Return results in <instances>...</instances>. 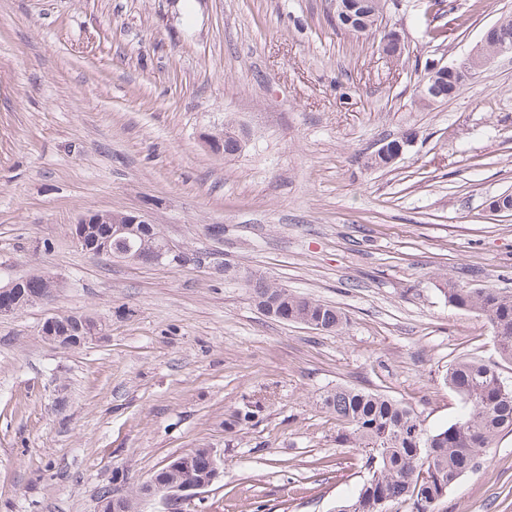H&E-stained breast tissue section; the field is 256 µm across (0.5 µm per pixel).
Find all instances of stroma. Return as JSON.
<instances>
[{
  "instance_id": "35a3bbf8",
  "label": "stroma",
  "mask_w": 512,
  "mask_h": 512,
  "mask_svg": "<svg viewBox=\"0 0 512 512\" xmlns=\"http://www.w3.org/2000/svg\"><path fill=\"white\" fill-rule=\"evenodd\" d=\"M427 2L389 0L396 62L330 0H0V284L60 280L0 317V512H99L103 490L194 448L219 475L182 512H336L367 471L323 392L386 395L434 431L463 412L443 383L456 358L512 380L488 319L437 289L512 292V214L489 209L512 191V56L430 105L415 69L466 54L512 0H453L429 24ZM227 124L230 158L200 140ZM394 138L401 157L367 169ZM102 210L148 214L182 260L84 252L70 226ZM250 275L346 325L264 314ZM54 314L103 334L50 345ZM435 512H512V432ZM71 317L76 321L74 325L77 332V336H73L72 338L81 336V339L65 338L66 336H70L71 332L58 322L59 317H50L42 326L41 335L44 340L50 344L66 348L83 344L89 339L103 334L102 325L96 319L89 316Z\"/></svg>"
}]
</instances>
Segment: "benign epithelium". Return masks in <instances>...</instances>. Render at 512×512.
<instances>
[{"label": "benign epithelium", "instance_id": "obj_1", "mask_svg": "<svg viewBox=\"0 0 512 512\" xmlns=\"http://www.w3.org/2000/svg\"><path fill=\"white\" fill-rule=\"evenodd\" d=\"M512 55V29L498 23L493 24L483 35L481 41L469 53L448 65L434 63L429 70L435 72L441 68L449 71L464 70L470 74L486 67L496 58ZM107 222L111 224L104 237L97 236V225ZM151 220L140 212L129 211L122 214L97 211L81 215L71 226V236L74 242L83 250L96 256L112 255V244L126 245L125 254L139 259L140 251L134 250L131 241L142 236V231L150 228ZM149 262L164 264L177 262L180 254L167 238L157 232L151 236L149 244ZM59 284L52 278L43 281L40 291L34 295H25L20 292L15 282L0 287V294L11 295V300L0 301V316L13 315L25 307L41 301H49ZM75 328L79 338H69L70 331L63 327L58 318H48L42 326L41 335L45 341L60 347H73L87 342L95 336L103 335L102 325L89 316H76ZM209 474L197 476L186 471L178 475L175 482L165 488V503L168 506H178L187 501L213 483L219 474L218 459L213 450H208L205 456ZM133 506L132 497L120 487L112 488V512H129Z\"/></svg>", "mask_w": 512, "mask_h": 512}]
</instances>
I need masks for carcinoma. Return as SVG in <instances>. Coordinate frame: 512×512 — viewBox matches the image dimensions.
<instances>
[{
	"instance_id": "1",
	"label": "carcinoma",
	"mask_w": 512,
	"mask_h": 512,
	"mask_svg": "<svg viewBox=\"0 0 512 512\" xmlns=\"http://www.w3.org/2000/svg\"><path fill=\"white\" fill-rule=\"evenodd\" d=\"M352 7L336 16V27L363 24L374 28L371 16L377 0H351ZM468 81L462 73H443L433 87L439 101L451 98ZM45 274L18 280L27 294L42 287ZM257 300H274L269 315L286 322L310 323L317 331H339L345 317L334 306L308 297L280 299L279 287L260 278L250 284ZM439 292L451 306L485 315L502 359L512 363V292L468 288L451 278L440 280ZM448 388L463 405L451 425L426 430L402 402L378 393L338 386L321 396V403L343 425L342 439L364 452L368 476L340 512H385V504L403 502L411 512H434L435 506L464 475L480 468L489 449L505 431H512V381L474 357L448 365Z\"/></svg>"
}]
</instances>
